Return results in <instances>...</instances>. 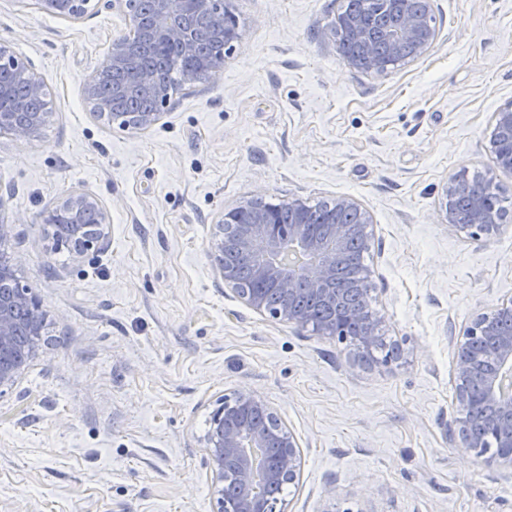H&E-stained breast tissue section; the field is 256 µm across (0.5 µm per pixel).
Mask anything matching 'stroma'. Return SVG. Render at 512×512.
<instances>
[{
  "label": "stroma",
  "mask_w": 512,
  "mask_h": 512,
  "mask_svg": "<svg viewBox=\"0 0 512 512\" xmlns=\"http://www.w3.org/2000/svg\"><path fill=\"white\" fill-rule=\"evenodd\" d=\"M342 0H231L241 38L215 75L143 130L99 120L84 85L129 15L78 20L0 0V41L44 86L38 136L0 134V220L18 280L46 314L37 354L0 393V512H216L202 438L246 388L301 441L288 512H512V469L458 451L454 344L512 297V229L443 224L467 172L512 203L488 148L512 102V0H433L439 36L386 73L351 68L331 34ZM71 190L109 214L103 239L59 257L42 222ZM348 196L390 365L260 314L212 255L225 210Z\"/></svg>",
  "instance_id": "35a3bbf8"
}]
</instances>
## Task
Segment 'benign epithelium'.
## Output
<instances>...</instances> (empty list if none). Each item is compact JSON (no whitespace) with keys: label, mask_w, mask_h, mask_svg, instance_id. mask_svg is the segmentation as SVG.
I'll return each mask as SVG.
<instances>
[{"label":"benign epithelium","mask_w":512,"mask_h":512,"mask_svg":"<svg viewBox=\"0 0 512 512\" xmlns=\"http://www.w3.org/2000/svg\"><path fill=\"white\" fill-rule=\"evenodd\" d=\"M91 2L37 0L49 12L73 20L82 18ZM412 3L413 0H387L393 16V24L386 34L393 55L389 62L379 59L377 43L363 19H338L334 28L338 40L352 37L364 47V59H347L352 68L383 72L427 52L438 36L432 25V0H421L418 11ZM184 5L185 0H153L149 25L130 38L114 42L109 52L111 69L131 72L137 87L154 92L156 110L138 112L132 122L122 119V115L112 111L111 99L129 94L130 88H115L108 99L100 93L101 75L97 74L86 83L85 93L95 102L100 119L109 123L119 121L121 127L132 130L146 129L160 121L161 108L170 102L175 88L168 86L158 73L141 68L140 60L150 48L167 44L180 45L187 55L194 51L196 27L187 19ZM200 5L209 31L218 35L223 47L240 40L224 0H200ZM0 70H8L24 80L30 96H43L41 82L1 42ZM49 117L48 112H36L26 122H15L0 115V133L29 140ZM490 150L497 166L512 175V102L494 113ZM460 195L472 198L471 211L464 223L458 220L454 207V200ZM328 206L335 212H357L360 223L332 224L323 235L311 234L306 230L307 205L300 198L288 201L295 223L286 228L278 223L274 210L262 211L251 203L225 212L215 225L212 238L216 265L224 284L231 286L253 310L298 325L303 324V319L293 310L292 302L306 291L336 308L341 307L347 242L355 236L364 247H370L369 217L350 197L333 199ZM83 212L93 213L96 224L70 225L79 256L94 247L102 238L98 231L109 223V215L100 202L88 194L71 192L43 215V223L52 228L56 216L66 214L76 219ZM440 212L444 223L455 231L487 241L512 225L504 211L488 208L485 194L464 172L452 176L442 187ZM12 238V225L0 220V273L14 266V258L8 252ZM360 292L362 307L352 311V318L362 325L358 335L347 334L335 318L323 322L318 332L340 342H351L361 360L373 362L381 339L380 318L372 307L370 289L362 288ZM18 307L29 310V325L33 327L45 317L30 289L18 286L9 295L0 294V389L14 386L35 356V349H21L16 345ZM505 322L512 323V297L476 315L456 342L454 352L457 416L451 433L460 449L481 458L489 468H512V392L506 394L502 390L503 373L512 378V332H503ZM204 443L218 512H288L284 500L264 497L255 488L257 483L290 485L298 480L300 473L301 443L266 400L244 388L224 395L212 412ZM491 445L500 451L487 456L483 449Z\"/></svg>","instance_id":"obj_1"}]
</instances>
